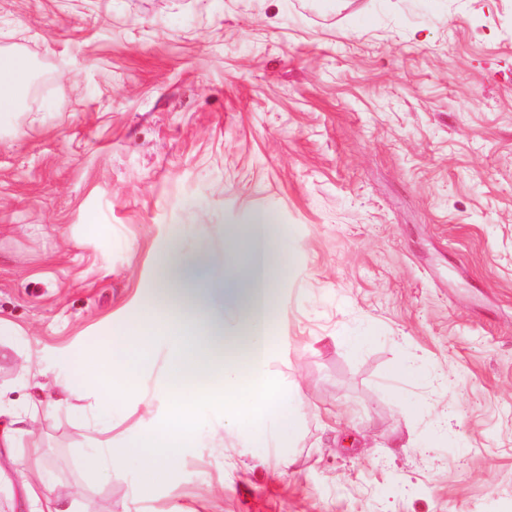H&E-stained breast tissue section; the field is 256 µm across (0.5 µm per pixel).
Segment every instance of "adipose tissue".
Here are the masks:
<instances>
[{"mask_svg":"<svg viewBox=\"0 0 512 512\" xmlns=\"http://www.w3.org/2000/svg\"><path fill=\"white\" fill-rule=\"evenodd\" d=\"M30 75L24 55L0 58V112L17 110ZM232 240L221 254L170 248L156 292L144 298L123 333L106 339L96 369L55 379V389L64 394L84 383L101 411L133 396L149 414L158 394L143 387L142 376L153 364L157 342L168 343L178 374L195 376L171 396L153 432L122 446L100 441L85 458L88 468L111 469L133 454L146 470L163 469L196 447L197 415L205 408L231 419L251 445L274 447L294 434L302 403L287 398L270 372L284 341L275 308L281 282L296 271L294 238L260 218L235 231ZM203 265L212 268L205 286L193 277Z\"/></svg>","mask_w":512,"mask_h":512,"instance_id":"adipose-tissue-1","label":"adipose tissue"}]
</instances>
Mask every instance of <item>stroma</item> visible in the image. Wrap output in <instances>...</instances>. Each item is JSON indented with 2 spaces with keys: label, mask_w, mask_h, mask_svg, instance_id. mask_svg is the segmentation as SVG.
Returning a JSON list of instances; mask_svg holds the SVG:
<instances>
[{
  "label": "stroma",
  "mask_w": 512,
  "mask_h": 512,
  "mask_svg": "<svg viewBox=\"0 0 512 512\" xmlns=\"http://www.w3.org/2000/svg\"><path fill=\"white\" fill-rule=\"evenodd\" d=\"M1 51L33 74L0 112V406L88 370L170 246L265 213L304 409L288 474L207 413L148 483L82 467L95 424L154 422L77 389L0 512L39 465L82 512H512V0H0Z\"/></svg>",
  "instance_id": "35a3bbf8"
}]
</instances>
